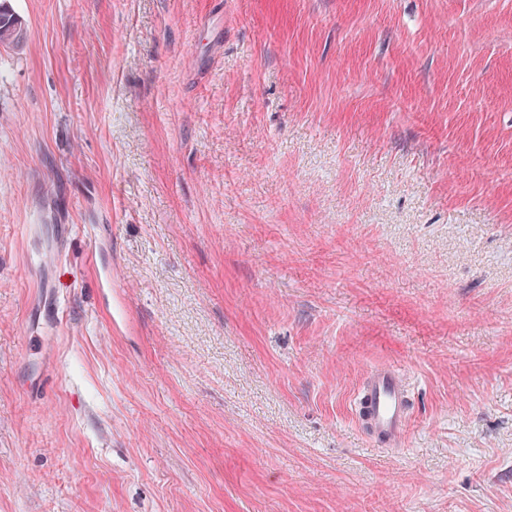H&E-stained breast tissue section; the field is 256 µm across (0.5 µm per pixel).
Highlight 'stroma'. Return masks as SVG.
<instances>
[{"mask_svg": "<svg viewBox=\"0 0 512 512\" xmlns=\"http://www.w3.org/2000/svg\"><path fill=\"white\" fill-rule=\"evenodd\" d=\"M7 2L0 512H512V0ZM4 2H0V46L17 47L25 41L27 32ZM198 27L202 29L210 38L208 42L207 53L203 56L199 55L195 49H192L191 59L194 68L198 69L204 63L211 59H215L223 52L224 16L222 11L219 14H210L199 22ZM356 413L366 435L389 448L400 446L410 420L408 385L388 365L372 368L355 395Z\"/></svg>", "mask_w": 512, "mask_h": 512, "instance_id": "1", "label": "stroma"}]
</instances>
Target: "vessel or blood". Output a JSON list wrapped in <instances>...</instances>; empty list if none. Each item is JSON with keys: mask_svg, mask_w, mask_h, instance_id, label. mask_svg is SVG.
Segmentation results:
<instances>
[{"mask_svg": "<svg viewBox=\"0 0 512 512\" xmlns=\"http://www.w3.org/2000/svg\"><path fill=\"white\" fill-rule=\"evenodd\" d=\"M209 37L206 55L192 54L194 67L223 52L224 16L211 14L199 23ZM356 413L369 438L380 445L400 446L410 420L408 385L402 375L387 365L372 368L355 395Z\"/></svg>", "mask_w": 512, "mask_h": 512, "instance_id": "1", "label": "vessel or blood"}]
</instances>
